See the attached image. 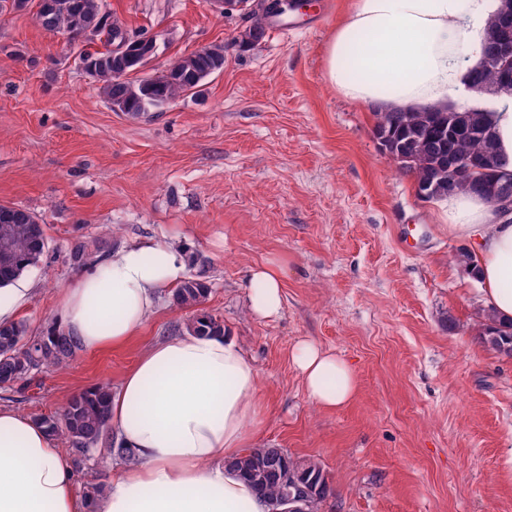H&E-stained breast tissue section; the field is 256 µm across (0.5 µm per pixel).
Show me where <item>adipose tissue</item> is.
<instances>
[{
  "label": "adipose tissue",
  "instance_id": "ef3b65f1",
  "mask_svg": "<svg viewBox=\"0 0 512 512\" xmlns=\"http://www.w3.org/2000/svg\"><path fill=\"white\" fill-rule=\"evenodd\" d=\"M499 0H351L325 53V77L350 102L380 111L476 105L468 74ZM487 120L512 173V97L489 100ZM449 236L469 242L484 301L512 319V207L473 194L439 207ZM186 269L183 250L143 240L119 248L60 294L57 325L81 349H118L142 332L159 294ZM249 308L271 319L282 310L281 276L259 266ZM292 363L309 397L337 409L357 394L353 367L310 341ZM112 427L131 454L104 495L77 489L68 452L44 427L0 406V512H266L230 466L260 424L258 374L228 336H176L144 349L110 398Z\"/></svg>",
  "mask_w": 512,
  "mask_h": 512
}]
</instances>
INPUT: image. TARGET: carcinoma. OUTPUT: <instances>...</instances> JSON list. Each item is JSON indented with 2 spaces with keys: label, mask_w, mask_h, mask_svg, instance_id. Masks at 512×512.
<instances>
[{
  "label": "carcinoma",
  "mask_w": 512,
  "mask_h": 512,
  "mask_svg": "<svg viewBox=\"0 0 512 512\" xmlns=\"http://www.w3.org/2000/svg\"><path fill=\"white\" fill-rule=\"evenodd\" d=\"M53 6L38 12L42 25L64 32L83 45L85 35L97 31L103 36V49H79L78 58L84 72L102 84L112 107L137 117L161 108L197 89L201 82L224 68V47L204 48L174 63L167 72L128 80L141 64L132 63L123 50L129 37H145L144 30L130 31L112 19L101 0H52ZM512 14V0H501L499 11L489 24L484 50H494L501 36V16ZM273 16L269 2L262 0L252 27L239 38V46L249 49L265 37L264 19ZM498 73L481 66L473 81L489 90L496 89ZM486 111L479 108L469 113L470 122L481 127L485 135L469 133L448 135V123L455 116V106L432 107L420 111L378 113L376 132L385 152L403 169L411 173L417 191L426 200L448 197V192L476 194L483 198L495 192L512 194V177L500 174L501 158L493 131L485 122ZM460 155L471 161L470 170L459 174L448 184V159ZM4 221L0 223V288L23 276L47 253L43 225L32 213L0 205ZM108 241H77L69 258L73 266L84 269L99 261ZM207 285L193 277L184 278L174 292V303L192 311L184 324L189 336L224 333V322L199 310L207 298ZM482 339L499 353L512 357V322L503 323L492 311L484 314L480 332ZM80 350L77 342L52 324L37 336L27 335L26 325L14 322L0 326V385H28L34 376L56 368L73 358ZM112 387L100 383L71 395L60 412L41 415L37 421L53 437L68 444L75 472L82 473L90 461L106 467L114 459H130L126 448L112 437L109 398ZM288 463V474L294 484L303 488L310 484L308 512H320L321 503L330 492V481L322 465L314 460L297 461L281 448L253 446L244 449L231 466L245 478L263 498L268 510L283 496L276 467Z\"/></svg>",
  "instance_id": "carcinoma-1"
}]
</instances>
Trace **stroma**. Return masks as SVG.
Instances as JSON below:
<instances>
[{"mask_svg": "<svg viewBox=\"0 0 512 512\" xmlns=\"http://www.w3.org/2000/svg\"><path fill=\"white\" fill-rule=\"evenodd\" d=\"M316 3L302 30L267 19L242 53L250 10L104 0L125 27L158 38L140 77L224 47L223 70L195 93L137 117L113 110L76 44L36 9L0 13V205L34 213L48 239L16 319L43 331L79 274L72 244L103 225L113 250L174 243L258 373L266 413L252 445L321 463L332 492L320 512H512V358L480 339L481 285L455 259L466 243L383 152L375 106L326 82V44L350 0ZM270 261L283 310L258 319L247 280ZM172 295L126 347L77 352L30 387L0 388V405L35 418L98 382L119 388L142 350L188 319ZM302 341L354 367L349 404L326 410L307 396L291 361Z\"/></svg>", "mask_w": 512, "mask_h": 512, "instance_id": "obj_1", "label": "stroma"}]
</instances>
